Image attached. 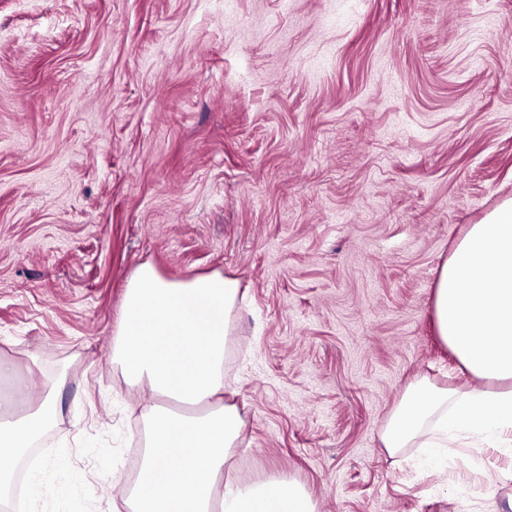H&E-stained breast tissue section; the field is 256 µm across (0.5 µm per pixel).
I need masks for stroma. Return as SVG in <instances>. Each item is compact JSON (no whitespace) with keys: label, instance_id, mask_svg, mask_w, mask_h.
Returning <instances> with one entry per match:
<instances>
[{"label":"stroma","instance_id":"35a3bbf8","mask_svg":"<svg viewBox=\"0 0 512 512\" xmlns=\"http://www.w3.org/2000/svg\"><path fill=\"white\" fill-rule=\"evenodd\" d=\"M512 199V0H0V359L58 394L21 512H125L152 394L112 360L127 284L220 272L232 474L318 512H512L489 448L437 469L380 432L408 385L473 377L439 271Z\"/></svg>","mask_w":512,"mask_h":512}]
</instances>
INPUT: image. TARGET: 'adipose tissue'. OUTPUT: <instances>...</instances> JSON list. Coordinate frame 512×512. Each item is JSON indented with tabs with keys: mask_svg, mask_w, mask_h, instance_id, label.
<instances>
[{
	"mask_svg": "<svg viewBox=\"0 0 512 512\" xmlns=\"http://www.w3.org/2000/svg\"><path fill=\"white\" fill-rule=\"evenodd\" d=\"M239 295L238 280L218 272L175 282L145 265L130 279L112 358L156 401L143 409V456L129 512H317L293 479L242 484L230 475L245 423L221 395ZM433 316L441 341L478 385L411 383L382 430L385 448H422V462L432 468L455 437L511 453L512 201L469 226L440 270ZM57 419L48 397L27 415L0 421V490L11 482V463Z\"/></svg>",
	"mask_w": 512,
	"mask_h": 512,
	"instance_id": "1",
	"label": "adipose tissue"
}]
</instances>
